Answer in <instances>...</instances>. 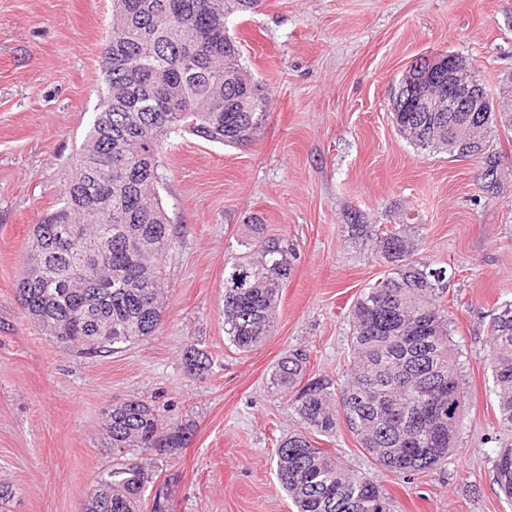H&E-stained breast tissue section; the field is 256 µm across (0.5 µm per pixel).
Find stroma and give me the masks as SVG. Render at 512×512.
<instances>
[{
	"label": "stroma",
	"mask_w": 512,
	"mask_h": 512,
	"mask_svg": "<svg viewBox=\"0 0 512 512\" xmlns=\"http://www.w3.org/2000/svg\"><path fill=\"white\" fill-rule=\"evenodd\" d=\"M241 62L269 90L248 146L173 133L158 193L178 233L167 259L163 327L99 357L45 336L16 288L34 224L98 104L112 0H0V483L5 512H79L112 465L105 411L151 401L189 426L158 460L170 512H296L275 474L295 423L269 377L289 350L309 372L343 381L349 312L384 259L351 237L370 224H416L420 254L448 270L444 293L465 406L450 463L399 475L378 467L346 425L323 448L389 492L396 512H512L495 460L512 435L497 421L488 362L496 308L512 301V132L500 134L498 191L482 165L417 150L392 121V92L418 57L457 54L490 93L512 75V0H262L227 19ZM291 251L272 336L241 354L224 339V265L253 215ZM210 358L189 375L183 354Z\"/></svg>",
	"instance_id": "35a3bbf8"
}]
</instances>
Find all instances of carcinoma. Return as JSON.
<instances>
[{
	"instance_id": "carcinoma-1",
	"label": "carcinoma",
	"mask_w": 512,
	"mask_h": 512,
	"mask_svg": "<svg viewBox=\"0 0 512 512\" xmlns=\"http://www.w3.org/2000/svg\"><path fill=\"white\" fill-rule=\"evenodd\" d=\"M259 0H112L113 37L103 50L97 112L65 171L55 208L32 230L17 286L20 304L45 335L95 357L162 327L165 263L175 243L156 192L170 134L186 132L226 146L252 143L271 99L241 63L226 29L228 15ZM409 91L434 86L427 59L407 74ZM479 132L462 112H414L408 96L392 100V120L414 147L482 163L484 190L494 192L499 129L512 131V104ZM349 225L391 265L365 289L352 311L350 365L341 387L307 376L310 355L292 349L278 360L271 387L287 398L296 430L276 448V478L297 512H395L373 479L346 468L318 447L344 422L379 466L399 474L429 471L455 447L465 405L451 319L443 303L447 270L417 256L412 224L384 229ZM243 251L224 265V335L241 353L276 327L281 288L291 270L288 247L254 215ZM186 372L199 375L208 355L188 348ZM488 360L498 394L500 429L512 433V302L491 322ZM460 398L455 419L431 412L438 389ZM112 469L95 477L81 512H166L164 489L145 498L158 475L127 456L147 448L163 457L184 445L189 429L165 423L142 399L105 412Z\"/></svg>"
}]
</instances>
